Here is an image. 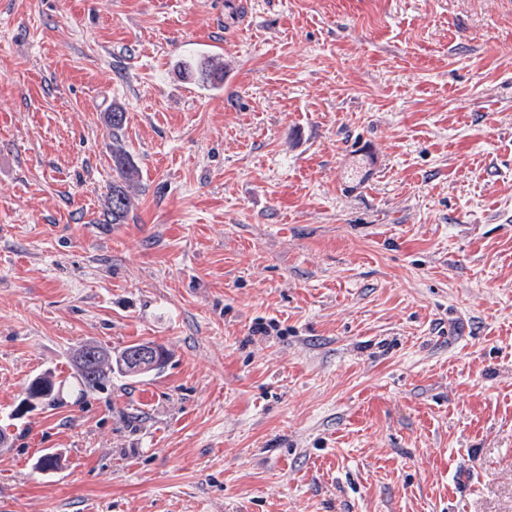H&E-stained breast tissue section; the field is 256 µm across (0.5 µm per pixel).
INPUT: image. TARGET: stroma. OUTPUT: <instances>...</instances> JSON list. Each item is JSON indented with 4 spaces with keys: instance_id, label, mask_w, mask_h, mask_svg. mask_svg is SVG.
<instances>
[{
    "instance_id": "obj_1",
    "label": "stroma",
    "mask_w": 512,
    "mask_h": 512,
    "mask_svg": "<svg viewBox=\"0 0 512 512\" xmlns=\"http://www.w3.org/2000/svg\"><path fill=\"white\" fill-rule=\"evenodd\" d=\"M0 430V512H512V0H0ZM180 73L194 77L202 86L217 89L224 82V62L211 57H203L192 62H184ZM112 160L117 175V179L112 182V221L120 224L132 205V188L137 182V169L118 138L112 141ZM154 344V345H153ZM152 345L156 352L157 361L145 368L120 366L117 356L127 350ZM78 357L74 359L76 367V385L81 396L105 390L112 384V376L139 377L151 373H160L169 360V352L161 345L151 341L128 345L112 353L96 343H84L78 347ZM62 385L63 380L56 381L51 372L39 374L28 383L23 403L28 402L31 407L42 401L45 405L54 404L59 400Z\"/></svg>"
}]
</instances>
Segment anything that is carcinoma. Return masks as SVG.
Instances as JSON below:
<instances>
[{
    "mask_svg": "<svg viewBox=\"0 0 512 512\" xmlns=\"http://www.w3.org/2000/svg\"><path fill=\"white\" fill-rule=\"evenodd\" d=\"M180 72L194 77L204 86L218 88L224 82V63L203 57L192 62H184ZM125 112L120 107H112L107 114V122L112 126V160L117 179L112 182V223H121L132 205V188L136 184L137 169L132 163L128 151L118 138L123 127ZM157 361L145 368L120 366L118 353L96 343H84L78 347V357L74 359L76 367V385L80 395L96 393L112 384V376L139 377L159 373L169 360V352L161 345H154ZM63 381L56 380L50 372H44L33 378L27 385L23 402L36 405L56 403L59 400Z\"/></svg>",
    "mask_w": 512,
    "mask_h": 512,
    "instance_id": "carcinoma-1",
    "label": "carcinoma"
}]
</instances>
